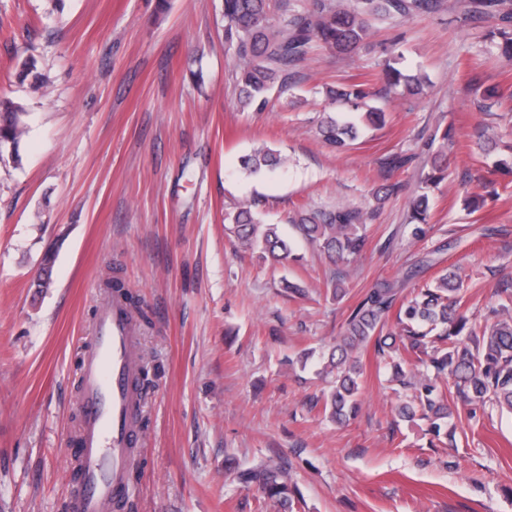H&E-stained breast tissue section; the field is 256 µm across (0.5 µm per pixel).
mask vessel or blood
Here are the masks:
<instances>
[{"label": "vessel or blood", "mask_w": 512, "mask_h": 512, "mask_svg": "<svg viewBox=\"0 0 512 512\" xmlns=\"http://www.w3.org/2000/svg\"><path fill=\"white\" fill-rule=\"evenodd\" d=\"M100 302L94 332L83 346L76 435L81 453L70 463L76 476L69 483L68 512H112L127 492L128 469L139 454L136 328L119 295H104Z\"/></svg>", "instance_id": "b4317fda"}]
</instances>
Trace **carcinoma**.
<instances>
[{"label": "carcinoma", "instance_id": "cac0c4a2", "mask_svg": "<svg viewBox=\"0 0 512 512\" xmlns=\"http://www.w3.org/2000/svg\"><path fill=\"white\" fill-rule=\"evenodd\" d=\"M439 7L440 0H306L302 5L297 0H223L224 43L233 54L236 106L243 112L263 110L269 91L286 85L289 72L316 40L334 52H350L371 37V18L408 19ZM384 73L389 87L401 86L411 95L421 93L425 83L422 76L400 68L397 58L385 63ZM327 95L341 111L326 116L319 134L338 151L385 123V113L367 103L369 92L363 83L331 88ZM20 114L22 106L0 100V152L10 150L15 164L20 162L18 147L26 132ZM444 157L440 150L433 154L422 183L428 186L444 178ZM287 161L280 151L259 146L242 157L241 168L256 176ZM260 205L259 200L241 201L224 213V222L243 248L259 251L265 260L286 261L292 242L279 225L266 222ZM409 208L412 236L421 240L430 209L428 193L411 198ZM369 217L347 207L298 209L290 222L321 252L347 266L368 249ZM346 279L347 272L341 271L327 282V291L338 301L348 294ZM400 292L396 282H380L353 308L343 335L329 352L300 356L301 367L315 359L319 373L333 378L331 390L323 395L325 417L344 423L357 415L364 373L361 353L370 347L378 365L391 372V381L404 391L395 408L397 416L412 424L425 422L436 438L455 437L451 399L456 395L512 415V292L503 289L508 301L494 311L492 322L484 324L468 315L462 281L455 272L413 290L398 304ZM412 355L417 365L408 368ZM238 479L293 512L295 485L285 468L262 461L241 471Z\"/></svg>", "mask_w": 512, "mask_h": 512}]
</instances>
